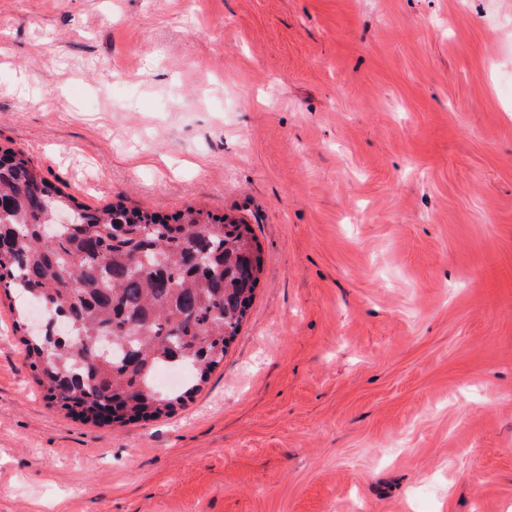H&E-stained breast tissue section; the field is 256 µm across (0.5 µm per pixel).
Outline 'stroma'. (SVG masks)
<instances>
[{"instance_id": "35a3bbf8", "label": "stroma", "mask_w": 512, "mask_h": 512, "mask_svg": "<svg viewBox=\"0 0 512 512\" xmlns=\"http://www.w3.org/2000/svg\"><path fill=\"white\" fill-rule=\"evenodd\" d=\"M0 146L262 258L223 364L112 426L0 292V512H512V0H0Z\"/></svg>"}]
</instances>
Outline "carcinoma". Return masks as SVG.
<instances>
[{"label": "carcinoma", "mask_w": 512, "mask_h": 512, "mask_svg": "<svg viewBox=\"0 0 512 512\" xmlns=\"http://www.w3.org/2000/svg\"><path fill=\"white\" fill-rule=\"evenodd\" d=\"M127 225L109 232L115 220ZM0 288L47 396L97 425L159 416L198 390H161L158 368L195 380L223 361L262 259L250 225L187 209L170 218L121 203L89 209L0 147Z\"/></svg>", "instance_id": "cac0c4a2"}]
</instances>
